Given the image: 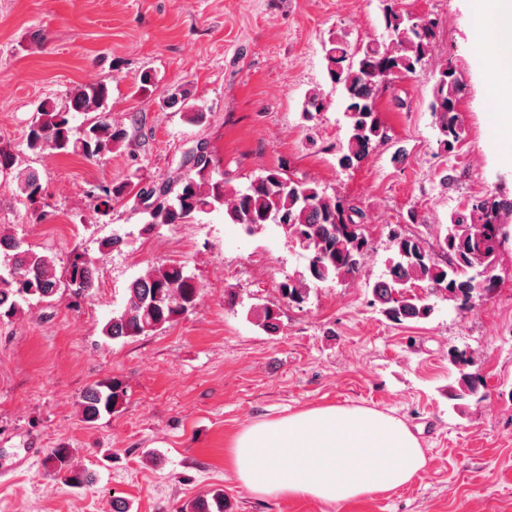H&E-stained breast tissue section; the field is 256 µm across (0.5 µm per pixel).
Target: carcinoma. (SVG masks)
Returning a JSON list of instances; mask_svg holds the SVG:
<instances>
[{"mask_svg": "<svg viewBox=\"0 0 512 512\" xmlns=\"http://www.w3.org/2000/svg\"><path fill=\"white\" fill-rule=\"evenodd\" d=\"M389 41L363 40L351 44L345 37L332 35L324 44L327 77L341 89L349 133L337 151L336 160L343 170L363 163L388 139V130L377 107L378 91L387 81L412 75L432 51L435 25L430 20L399 11L391 0H381ZM465 84L452 65L438 70L429 109L439 130V145L451 153L466 135L459 103ZM111 98L108 84L79 85L58 104L44 101L28 126L26 147L35 155L45 152L62 156H80L94 160L112 152L114 144L126 133L112 128L102 117ZM325 98L310 94L304 103L308 117L323 111ZM99 112L83 126L73 125L75 114ZM18 196L40 222L43 185L33 170L17 175ZM132 199L142 214L143 230L151 232L162 226L190 224L202 214L224 210V219L247 230L275 224L287 229L288 237L305 253L308 260L299 278L279 285L282 300L300 305L308 298L310 285L330 279L353 278L360 273L368 239L364 233L365 212L343 198L330 195L314 181H299L288 173V163L270 168L254 177L243 190L228 191L224 171L214 161L206 144H200L189 169L176 170L167 178L145 182L127 178L99 187L94 196L97 205ZM512 217V198L486 195L474 198L463 210L448 216L441 225L438 245L446 258L431 257L417 237L398 228L389 231L394 256L382 278L372 288L374 301L391 321H422L435 311L434 305L416 293L423 287L460 292L466 299L479 295L473 267L493 263L501 241L512 234L508 227L491 235L485 231L488 217ZM0 321L14 317L22 304L36 298L51 302L61 288L56 259L25 247L13 234L0 231ZM92 260L76 253L68 267V286L77 294L93 287ZM199 288L182 264L153 267L128 286L123 308L112 313L103 334L112 340L149 335L182 319L195 305ZM258 326L278 329L281 308L263 305L254 310ZM481 377L463 374L451 391L454 400L482 399ZM118 381L89 387L81 396L82 415L92 424L102 414H110L124 397ZM48 472L63 483L79 487L93 480L88 471H76L70 465L69 449L54 448L47 458ZM224 494L199 498L190 504V512H224Z\"/></svg>", "mask_w": 512, "mask_h": 512, "instance_id": "1", "label": "carcinoma"}]
</instances>
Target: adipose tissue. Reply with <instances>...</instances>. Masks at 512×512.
Returning a JSON list of instances; mask_svg holds the SVG:
<instances>
[{
    "label": "adipose tissue",
    "mask_w": 512,
    "mask_h": 512,
    "mask_svg": "<svg viewBox=\"0 0 512 512\" xmlns=\"http://www.w3.org/2000/svg\"><path fill=\"white\" fill-rule=\"evenodd\" d=\"M472 13L498 27L486 49L502 63L500 80L512 84V7L472 0ZM229 463L252 495L336 504L409 484L426 456L400 420L367 407L325 405L250 426L235 438Z\"/></svg>",
    "instance_id": "obj_1"
}]
</instances>
